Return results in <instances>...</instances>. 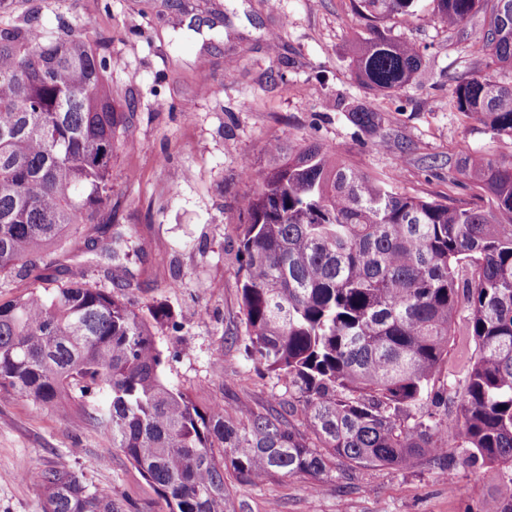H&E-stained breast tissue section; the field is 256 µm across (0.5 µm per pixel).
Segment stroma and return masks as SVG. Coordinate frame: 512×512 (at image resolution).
<instances>
[{
  "instance_id": "obj_1",
  "label": "stroma",
  "mask_w": 512,
  "mask_h": 512,
  "mask_svg": "<svg viewBox=\"0 0 512 512\" xmlns=\"http://www.w3.org/2000/svg\"><path fill=\"white\" fill-rule=\"evenodd\" d=\"M171 3L0 0L1 23L32 16L44 35L80 31L99 44L112 97L129 113L112 152V205L116 229L140 238L143 255L112 273L78 244L67 256L45 254L39 266L63 281L79 264L90 283L137 309L168 305L176 324L155 336L174 355L167 383L202 406L255 409L280 387L245 355L237 243L246 220L240 201L256 190L269 145L314 141L399 192L445 202L472 189L454 183L447 167L427 169L430 157L479 151L499 160L512 156V137L449 109L453 77L484 69L487 59L431 20V0L413 23H388L424 56L413 84L391 96L355 81L354 48L369 29L350 0H184L180 11ZM361 105L380 113L387 146L350 121ZM62 462L132 512H168L99 429L0 393V512H41L42 493L22 474ZM498 478L495 469L460 468L449 483L422 461L404 470L343 467L316 491L300 477L226 482L243 512H496Z\"/></svg>"
}]
</instances>
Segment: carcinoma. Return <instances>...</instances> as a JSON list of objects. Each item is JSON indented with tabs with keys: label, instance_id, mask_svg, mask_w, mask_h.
<instances>
[{
	"label": "carcinoma",
	"instance_id": "carcinoma-1",
	"mask_svg": "<svg viewBox=\"0 0 512 512\" xmlns=\"http://www.w3.org/2000/svg\"><path fill=\"white\" fill-rule=\"evenodd\" d=\"M420 0H351L370 37L355 48L356 81L375 95L408 88L424 56L387 33L418 18ZM431 20L512 70V0H432ZM476 27L467 25L478 16ZM108 61L80 33L45 37L36 18L0 26V273L33 268L67 239L123 267L134 236L112 247V142L124 113ZM448 107L512 137V82L487 69L458 80ZM350 120L379 137L377 111ZM258 172L238 253L247 357L285 397L253 409L198 405L164 381L154 329L166 305L139 311L85 274L0 301V392L99 428L168 512H236L224 480L275 474L321 486L336 465L410 469L427 459L506 471L496 512H512V157L480 152L455 170L487 198L440 202L387 183L309 143ZM467 293L463 328L459 290ZM468 359L458 410L436 386L448 344ZM445 408L424 414L425 403ZM297 415L307 432L293 428ZM465 455L448 457V443ZM42 512H125L70 465L30 472Z\"/></svg>",
	"mask_w": 512,
	"mask_h": 512
}]
</instances>
